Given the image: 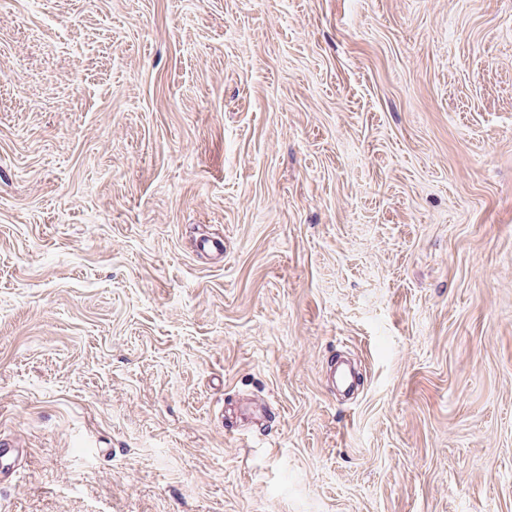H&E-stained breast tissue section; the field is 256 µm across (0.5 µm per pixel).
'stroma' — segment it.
<instances>
[{
  "label": "stroma",
  "instance_id": "obj_1",
  "mask_svg": "<svg viewBox=\"0 0 512 512\" xmlns=\"http://www.w3.org/2000/svg\"><path fill=\"white\" fill-rule=\"evenodd\" d=\"M0 435V512H512V0H0ZM22 456V450H20V444L16 441L5 439L0 437V476L3 479L9 478L15 470L9 475V466L14 463L11 468L15 467V462Z\"/></svg>",
  "mask_w": 512,
  "mask_h": 512
}]
</instances>
